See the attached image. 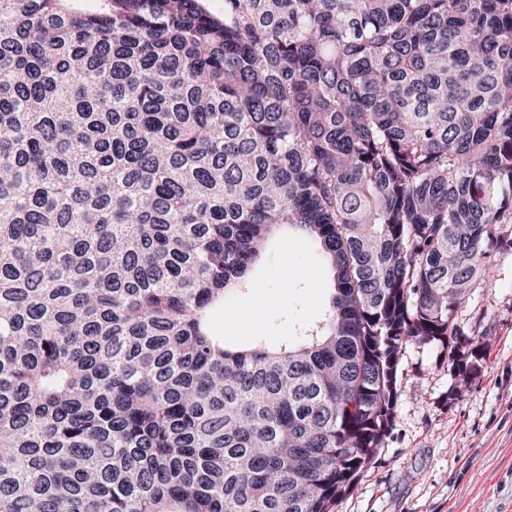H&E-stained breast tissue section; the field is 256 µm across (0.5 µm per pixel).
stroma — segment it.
I'll use <instances>...</instances> for the list:
<instances>
[{
    "label": "stroma",
    "instance_id": "stroma-1",
    "mask_svg": "<svg viewBox=\"0 0 512 512\" xmlns=\"http://www.w3.org/2000/svg\"><path fill=\"white\" fill-rule=\"evenodd\" d=\"M330 286L318 243L285 236L212 325L229 343L275 346L322 319ZM457 323L484 353L479 372L454 382L438 346L408 345L393 435L333 512H512V249Z\"/></svg>",
    "mask_w": 512,
    "mask_h": 512
}]
</instances>
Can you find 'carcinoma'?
Instances as JSON below:
<instances>
[{
    "instance_id": "obj_1",
    "label": "carcinoma",
    "mask_w": 512,
    "mask_h": 512,
    "mask_svg": "<svg viewBox=\"0 0 512 512\" xmlns=\"http://www.w3.org/2000/svg\"><path fill=\"white\" fill-rule=\"evenodd\" d=\"M0 0V512H332L512 247V0ZM323 320L211 324L271 236Z\"/></svg>"
}]
</instances>
